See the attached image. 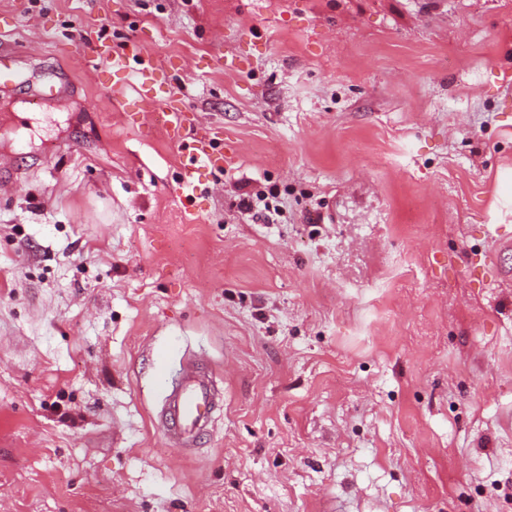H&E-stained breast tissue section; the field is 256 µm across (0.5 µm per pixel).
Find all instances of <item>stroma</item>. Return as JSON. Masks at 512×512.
Listing matches in <instances>:
<instances>
[{
	"mask_svg": "<svg viewBox=\"0 0 512 512\" xmlns=\"http://www.w3.org/2000/svg\"><path fill=\"white\" fill-rule=\"evenodd\" d=\"M0 28V512H512V0H0ZM83 36L174 61L232 143L194 213ZM191 360L221 408L180 451L156 375Z\"/></svg>",
	"mask_w": 512,
	"mask_h": 512,
	"instance_id": "1",
	"label": "stroma"
}]
</instances>
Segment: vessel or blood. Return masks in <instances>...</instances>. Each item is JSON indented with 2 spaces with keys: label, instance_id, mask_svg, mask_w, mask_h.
I'll return each instance as SVG.
<instances>
[{
  "label": "vessel or blood",
  "instance_id": "b4317fda",
  "mask_svg": "<svg viewBox=\"0 0 512 512\" xmlns=\"http://www.w3.org/2000/svg\"><path fill=\"white\" fill-rule=\"evenodd\" d=\"M84 58L102 84L108 86L110 101L122 112L145 113L148 124L164 132L177 146L180 177L173 189L185 208L192 209L200 195V176L216 166L222 157L212 144L219 131L198 129L180 101L164 94V84L172 74L157 66L136 41L115 49L92 50ZM167 398L160 424L177 448L195 447L211 427L216 406V391L211 377L199 367L183 369L166 384Z\"/></svg>",
  "mask_w": 512,
  "mask_h": 512
}]
</instances>
